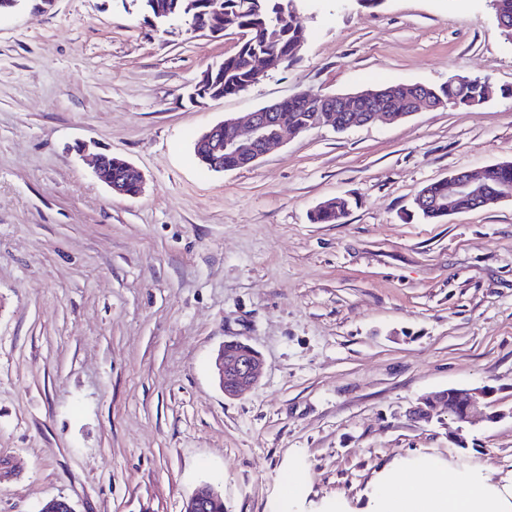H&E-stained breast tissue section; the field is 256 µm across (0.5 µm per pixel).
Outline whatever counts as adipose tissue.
I'll return each instance as SVG.
<instances>
[{
  "instance_id": "obj_1",
  "label": "adipose tissue",
  "mask_w": 512,
  "mask_h": 512,
  "mask_svg": "<svg viewBox=\"0 0 512 512\" xmlns=\"http://www.w3.org/2000/svg\"><path fill=\"white\" fill-rule=\"evenodd\" d=\"M383 494L371 512H512V482H490L483 472H441L427 481L413 466L384 473Z\"/></svg>"
}]
</instances>
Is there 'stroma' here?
Returning <instances> with one entry per match:
<instances>
[{
	"label": "stroma",
	"mask_w": 512,
	"mask_h": 512,
	"mask_svg": "<svg viewBox=\"0 0 512 512\" xmlns=\"http://www.w3.org/2000/svg\"><path fill=\"white\" fill-rule=\"evenodd\" d=\"M299 57L193 97L236 49L136 0H26L0 14V512H364L398 461L512 472V417L417 421L423 394L488 386L512 407V201L435 222L426 185L512 161V43L492 0H304ZM485 79L468 110L309 130L213 172L195 139L305 92ZM105 154L144 175L118 196ZM340 196L337 224L311 210ZM261 355L226 398L225 340ZM302 473L293 508L282 490Z\"/></svg>",
	"instance_id": "obj_1"
}]
</instances>
